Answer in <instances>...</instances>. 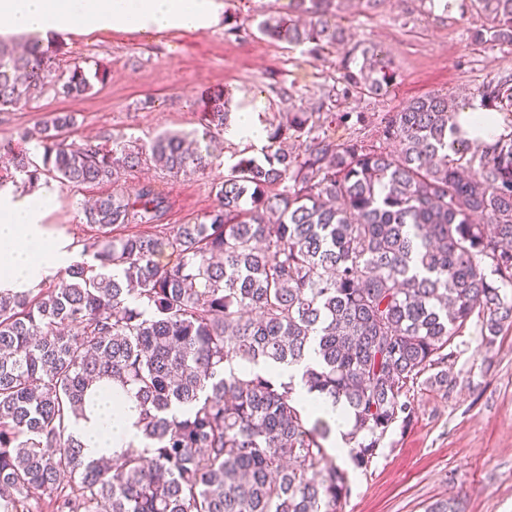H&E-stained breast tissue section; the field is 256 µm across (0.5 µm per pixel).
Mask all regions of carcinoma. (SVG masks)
<instances>
[{"label":"carcinoma","instance_id":"1","mask_svg":"<svg viewBox=\"0 0 512 512\" xmlns=\"http://www.w3.org/2000/svg\"><path fill=\"white\" fill-rule=\"evenodd\" d=\"M341 2L288 0L257 27L317 57L348 40ZM429 4L477 18L469 37L485 48L512 49V0ZM62 49L16 53L0 40V112L105 81L104 69L56 71ZM337 70L341 92L267 123L261 156L230 166L206 220L172 229L162 191L148 182L130 194L123 176L146 162L170 176L205 170L230 100H212L202 130L144 146L69 143L65 112L36 136L21 132L41 144L39 162L0 143L12 180L112 185L83 211L98 233L80 240L79 261L27 293L0 291V512H336L350 479L325 446L331 423L298 403L293 378L247 366L314 352L301 382L346 408L350 462L365 469L390 427L412 420L411 388L453 356L469 323L489 344L512 329V120L493 141H471L456 122L466 104L427 95L338 143L313 115L348 121L327 103L386 93L396 73L361 39ZM479 96L511 116L512 73L487 78ZM290 139L294 152L281 147ZM166 250L175 263L157 261ZM95 381L136 403L150 440L113 465L68 433Z\"/></svg>","mask_w":512,"mask_h":512}]
</instances>
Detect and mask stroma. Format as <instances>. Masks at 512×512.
<instances>
[{"label":"stroma","instance_id":"1","mask_svg":"<svg viewBox=\"0 0 512 512\" xmlns=\"http://www.w3.org/2000/svg\"><path fill=\"white\" fill-rule=\"evenodd\" d=\"M226 2V20L204 31L62 34L60 68L101 67L108 71L106 81L84 96L63 98L48 90L0 112V142L20 141L21 131H38L55 113L69 112L76 118L72 141L98 143L110 136L147 144L165 130L197 128L212 95H229L236 104L255 100L273 120L313 107L337 85L336 52L315 58L257 31L254 15L286 11L288 0ZM338 21L384 49L396 72L385 95L340 97L333 106L364 113L368 134L382 114L412 98L439 93L475 100L487 76L512 70V51L467 40L465 30L474 20L456 9L431 13L420 0H381L363 16L355 0H345ZM256 152L248 141L228 139L211 169L173 177L141 167L127 173L126 185L132 190L156 184L167 197L166 224H188L216 207L212 185L229 165ZM49 187L56 196L48 227L77 240L89 237L81 206L104 193V186L53 180ZM453 350L447 385L415 387L412 421L392 426L367 469H352L349 458L340 459L350 472L351 492L337 512H425L432 502L456 495L465 512H512V331L487 345L471 324L455 337Z\"/></svg>","mask_w":512,"mask_h":512}]
</instances>
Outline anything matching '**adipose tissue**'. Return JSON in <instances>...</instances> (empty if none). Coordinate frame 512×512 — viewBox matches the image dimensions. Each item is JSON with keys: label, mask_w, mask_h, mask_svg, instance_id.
Segmentation results:
<instances>
[{"label": "adipose tissue", "mask_w": 512, "mask_h": 512, "mask_svg": "<svg viewBox=\"0 0 512 512\" xmlns=\"http://www.w3.org/2000/svg\"><path fill=\"white\" fill-rule=\"evenodd\" d=\"M225 12L224 0H0V19L7 31L32 37L53 33L89 35L98 31L152 33L207 30ZM55 194L0 193V290L25 293L57 278L76 260L70 238L53 235L45 224ZM133 402L113 412L112 402L98 399L70 431L93 459L115 450L142 448Z\"/></svg>", "instance_id": "adipose-tissue-1"}]
</instances>
